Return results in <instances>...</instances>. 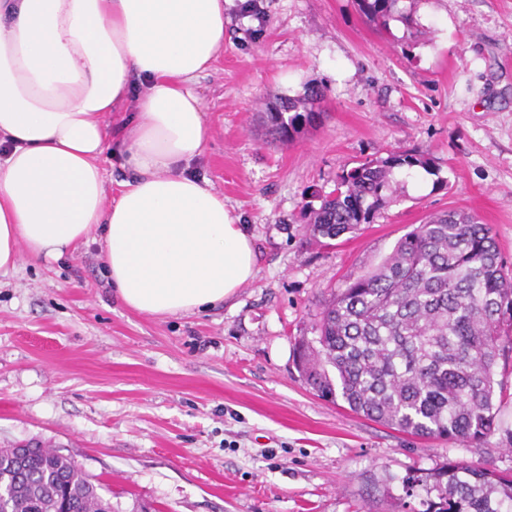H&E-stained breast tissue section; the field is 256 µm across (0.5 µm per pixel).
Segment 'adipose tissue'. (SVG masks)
Returning <instances> with one entry per match:
<instances>
[{
  "instance_id": "adipose-tissue-1",
  "label": "adipose tissue",
  "mask_w": 512,
  "mask_h": 512,
  "mask_svg": "<svg viewBox=\"0 0 512 512\" xmlns=\"http://www.w3.org/2000/svg\"><path fill=\"white\" fill-rule=\"evenodd\" d=\"M228 0H0V275L100 237L120 300L149 316L224 302L254 279L251 237L191 166L196 91ZM124 137L106 118L127 101ZM133 175L107 198L103 160Z\"/></svg>"
}]
</instances>
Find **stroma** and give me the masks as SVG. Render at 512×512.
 Listing matches in <instances>:
<instances>
[{
    "mask_svg": "<svg viewBox=\"0 0 512 512\" xmlns=\"http://www.w3.org/2000/svg\"><path fill=\"white\" fill-rule=\"evenodd\" d=\"M226 5L197 88L210 139L194 173L223 193L257 255L224 303L149 317L125 306L99 246L22 257L0 276V448L75 457L117 512H426L407 478L449 459L512 471V403L479 448L405 434L317 397L295 347L323 304L430 214L492 225L512 277V0H400L388 29L357 0ZM319 87L322 118L272 140L278 98ZM413 149L372 223L311 244L308 216L364 158Z\"/></svg>",
    "mask_w": 512,
    "mask_h": 512,
    "instance_id": "obj_1",
    "label": "stroma"
}]
</instances>
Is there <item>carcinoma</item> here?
<instances>
[{
  "label": "carcinoma",
  "instance_id": "carcinoma-1",
  "mask_svg": "<svg viewBox=\"0 0 512 512\" xmlns=\"http://www.w3.org/2000/svg\"><path fill=\"white\" fill-rule=\"evenodd\" d=\"M369 22L387 27L398 0H357ZM324 92L282 98L266 113L270 135L287 142L315 122ZM415 150L366 159L336 178L310 211L311 239L327 246L372 221L393 193L398 168L429 167ZM512 280L493 229L465 211H443L401 237L373 271L331 294L317 336L297 361L320 397L341 394L349 409L425 438L481 447L496 429L495 367L512 351ZM336 371L331 378L328 368ZM437 492L425 512H512V473L463 460L409 478ZM107 488L71 456L29 449L19 467L0 448V512H114Z\"/></svg>",
  "mask_w": 512,
  "mask_h": 512
}]
</instances>
